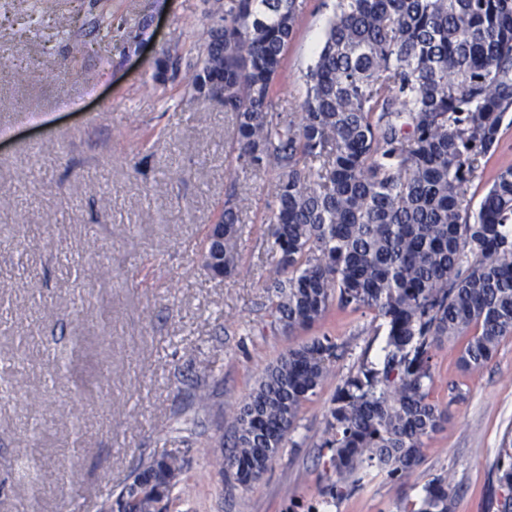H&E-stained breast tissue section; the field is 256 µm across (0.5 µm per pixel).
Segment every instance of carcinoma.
<instances>
[{
  "mask_svg": "<svg viewBox=\"0 0 512 512\" xmlns=\"http://www.w3.org/2000/svg\"><path fill=\"white\" fill-rule=\"evenodd\" d=\"M189 80L207 98L224 81L236 160L279 170L274 269L265 288L285 333L331 306L374 312L381 354L339 388L320 445L329 503L373 474L404 481L448 417L431 398L435 350L460 337V364L479 370L512 336V165L497 169L477 214L467 198L512 112V0H336L308 67L299 111L273 118V90L296 33L295 0H215ZM239 206L224 202V274L238 267ZM344 345L298 344L233 410L234 439L212 463L258 482ZM173 466L140 459L117 497L124 512L176 500ZM499 512H512V448L498 467ZM404 512H453L448 474Z\"/></svg>",
  "mask_w": 512,
  "mask_h": 512,
  "instance_id": "carcinoma-1",
  "label": "carcinoma"
}]
</instances>
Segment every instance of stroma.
Segmentation results:
<instances>
[{"instance_id": "35a3bbf8", "label": "stroma", "mask_w": 512, "mask_h": 512, "mask_svg": "<svg viewBox=\"0 0 512 512\" xmlns=\"http://www.w3.org/2000/svg\"><path fill=\"white\" fill-rule=\"evenodd\" d=\"M335 0H295L298 31L273 110L298 111ZM212 0H0V512H107L139 458L184 451L173 512H404L449 473L455 512H498L512 447V338L476 372L460 343L437 350L448 420L408 483L378 475L323 505L318 447L338 387L382 346L368 311L331 307L312 328L272 330L264 284L277 169L240 166L234 117L188 89ZM179 63L165 82L155 62ZM74 109L60 111L61 93ZM24 102L36 116L17 120ZM240 265L223 278L202 243L228 194ZM345 343L269 471L232 486L206 449L230 441L229 410L289 347ZM68 367L57 370L56 357ZM466 394L450 402L447 385ZM207 402H198L197 389ZM38 434H31L33 421ZM38 463L37 473L24 469ZM499 512L512 511V448L502 449L498 467Z\"/></svg>"}]
</instances>
